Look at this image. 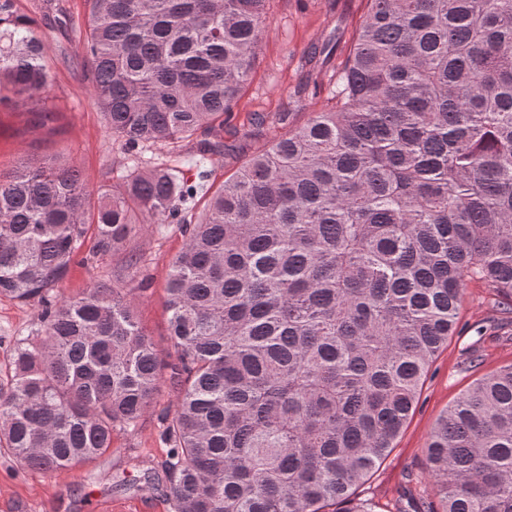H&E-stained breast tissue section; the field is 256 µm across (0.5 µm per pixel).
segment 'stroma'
Instances as JSON below:
<instances>
[{
    "instance_id": "stroma-1",
    "label": "stroma",
    "mask_w": 512,
    "mask_h": 512,
    "mask_svg": "<svg viewBox=\"0 0 512 512\" xmlns=\"http://www.w3.org/2000/svg\"><path fill=\"white\" fill-rule=\"evenodd\" d=\"M48 36L56 80L44 96L53 117L32 128L24 108L0 107V175L9 176L22 161L62 158L74 162L91 189L110 184L119 164L118 142L107 134L100 107L91 97L86 75L69 66L74 55L73 29L85 22L83 0H22ZM364 0H270L271 31L259 48V67L235 109L237 122L253 112H283L305 123L322 99L298 100L294 91L314 71L329 75L352 46L364 12ZM327 47L317 66L308 58L314 47ZM185 238L178 227L158 234L140 225L126 249L89 264L73 265L58 284L61 297L80 293L91 280L128 279L129 253L143 258L141 275L149 288L137 300L138 316L159 347H167L163 291L170 263ZM512 303L480 282L464 292L459 333L436 358L416 410L389 455L355 499H371L375 512H404L409 501H431L434 491L423 474L425 448L440 415L476 378L512 363ZM40 309L0 297V375L7 373L16 340L39 328ZM163 423L148 414L137 429L114 431L112 446L89 466L51 476L21 466L0 448V512H170L162 468L168 448Z\"/></svg>"
}]
</instances>
